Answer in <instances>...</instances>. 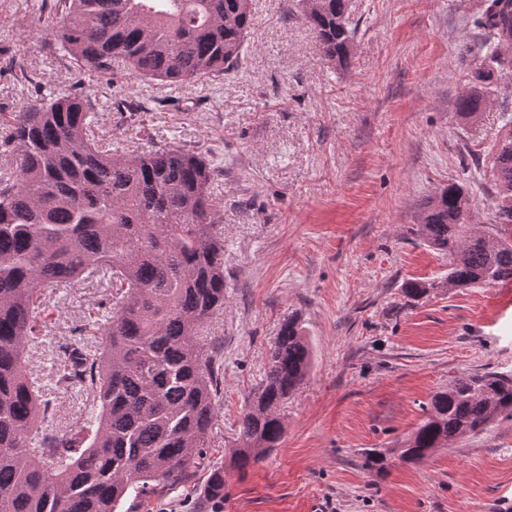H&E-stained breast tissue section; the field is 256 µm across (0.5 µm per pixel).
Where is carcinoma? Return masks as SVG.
Wrapping results in <instances>:
<instances>
[{"label":"carcinoma","instance_id":"carcinoma-1","mask_svg":"<svg viewBox=\"0 0 512 512\" xmlns=\"http://www.w3.org/2000/svg\"><path fill=\"white\" fill-rule=\"evenodd\" d=\"M323 57L351 51L348 0H302ZM55 32L89 74L119 63L161 82L224 75L253 24L246 0H59ZM477 26L494 38L457 111L471 117L512 71V0H486ZM98 113L74 92L12 117L15 169L0 178V512L148 510L205 467L224 352L201 335L224 309V237L211 161L179 146L129 153L96 132ZM492 157L495 223H465L470 198L453 182L429 198L416 233L448 255V275L409 281L413 301L435 288L512 282V118ZM95 275L114 302L89 317L57 357L55 385L86 396L65 433H48L51 398L25 368L46 288ZM311 347L294 319L270 348L264 379L238 421L230 465L244 471L281 440L280 404L306 378ZM512 417V375L486 372L436 391L402 455L419 462L458 437ZM224 498V466L208 467Z\"/></svg>","mask_w":512,"mask_h":512}]
</instances>
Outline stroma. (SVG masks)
<instances>
[{
	"instance_id": "stroma-1",
	"label": "stroma",
	"mask_w": 512,
	"mask_h": 512,
	"mask_svg": "<svg viewBox=\"0 0 512 512\" xmlns=\"http://www.w3.org/2000/svg\"><path fill=\"white\" fill-rule=\"evenodd\" d=\"M485 0H349L356 28L345 66L329 65L299 0H252L239 61L213 83H157L123 69L89 75L50 27L57 0H0V140L28 102L79 90L102 138L131 150L177 145L221 161L214 186L224 236V311L205 333L224 343V389L208 455L224 467V501L204 475L153 512H512V419L416 463L402 448L433 393L450 381L512 374V283L433 290L411 280L448 270L417 236L428 198L457 182L466 221H494V148L512 113V78L473 118L456 109L491 35ZM107 281L45 291L27 367L70 429L84 401L53 383L59 347L99 304ZM296 318L312 368L280 406L272 454L229 467L243 409L282 323ZM384 456V471L366 464Z\"/></svg>"
}]
</instances>
